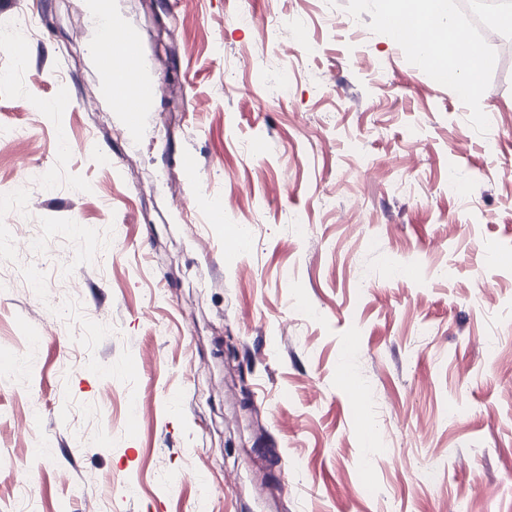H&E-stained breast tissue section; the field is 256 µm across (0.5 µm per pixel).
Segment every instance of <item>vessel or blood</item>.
<instances>
[{
  "label": "vessel or blood",
  "mask_w": 512,
  "mask_h": 512,
  "mask_svg": "<svg viewBox=\"0 0 512 512\" xmlns=\"http://www.w3.org/2000/svg\"><path fill=\"white\" fill-rule=\"evenodd\" d=\"M140 37L136 29L113 27L98 48L102 70L112 78V104L125 115L128 124H136L141 112L150 109L160 88L159 81L146 78L137 67Z\"/></svg>",
  "instance_id": "obj_1"
}]
</instances>
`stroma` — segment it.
I'll use <instances>...</instances> for the list:
<instances>
[{"instance_id":"35a3bbf8","label":"stroma","mask_w":512,"mask_h":512,"mask_svg":"<svg viewBox=\"0 0 512 512\" xmlns=\"http://www.w3.org/2000/svg\"><path fill=\"white\" fill-rule=\"evenodd\" d=\"M108 2L133 126L0 0V512H512V56L481 135L348 0ZM91 9L107 19L112 32L105 34L98 48V61L106 71V90L112 85V104L116 111L123 112L128 124L135 125L141 112L150 109L156 100L160 83L141 74L137 67L140 37L136 29L113 26L107 2L90 0ZM112 76V78H111Z\"/></svg>"}]
</instances>
